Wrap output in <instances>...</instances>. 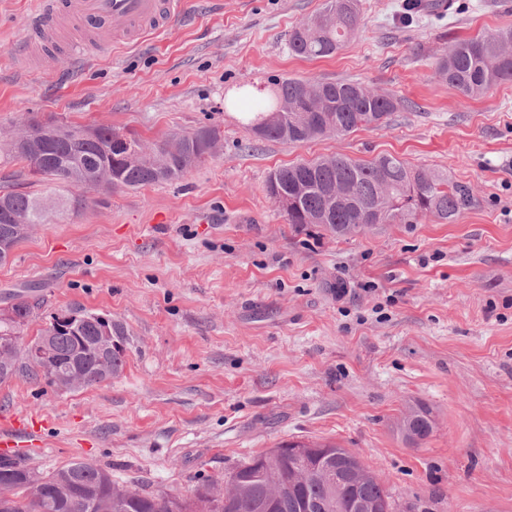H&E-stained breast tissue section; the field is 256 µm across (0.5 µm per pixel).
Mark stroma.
<instances>
[{"instance_id":"1","label":"stroma","mask_w":512,"mask_h":512,"mask_svg":"<svg viewBox=\"0 0 512 512\" xmlns=\"http://www.w3.org/2000/svg\"><path fill=\"white\" fill-rule=\"evenodd\" d=\"M136 45L102 29L89 56L22 70L33 0H0V130L31 117L103 125L148 142L203 126L217 151L172 183L89 192L0 264V309L39 304L23 331L82 308L125 329L122 367L61 392L17 376L0 412L45 414L35 468L76 459L184 499L203 479L291 440L356 453L398 512H512V83L471 98L439 83L451 43L512 26V0H360L357 38L301 59L291 31L325 0H186ZM351 80L400 98L381 126L300 145L254 141L224 100L274 77ZM392 155L471 184L455 223L379 224L345 238L289 224L266 193L278 168ZM428 407L421 444L397 431Z\"/></svg>"}]
</instances>
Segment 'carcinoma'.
I'll use <instances>...</instances> for the list:
<instances>
[{
	"label": "carcinoma",
	"instance_id": "1",
	"mask_svg": "<svg viewBox=\"0 0 512 512\" xmlns=\"http://www.w3.org/2000/svg\"><path fill=\"white\" fill-rule=\"evenodd\" d=\"M360 26L359 0H327L318 15L291 32L288 48L307 58L329 56L349 43ZM435 77L471 97L512 81V26L456 41L437 63ZM271 84L269 98L243 113L246 129L264 128L260 141L298 144L342 135L360 126L377 127L400 105L394 96L356 82L285 77L273 78ZM285 102L288 111H279ZM277 111L281 112L278 122L267 123L268 116ZM25 131L40 146L37 160L28 153L11 151L9 156L38 178L43 189L38 193L0 194V230L18 217L32 230L50 223L55 214L79 213L87 205L86 198L65 197L60 194L65 189L94 191L106 183L114 190H131L177 181L208 157L205 137L220 136L217 129L207 126L175 136L173 140L182 143L178 154L168 150L173 140L155 143L151 148L156 164L146 168L113 149L112 141L121 134L140 142L130 131L98 126L95 141L84 142L80 126L56 120L47 127L33 118L25 124ZM266 192L271 199L278 193L291 199L284 210L288 223L318 224L339 236L375 224H417L430 216L451 223L476 204L469 184L388 155L369 162L334 155L279 168L269 175ZM34 308L19 296L11 304L13 316L0 320V336L13 337L8 356L0 358V383L26 373L55 385L52 375L39 371L25 354L27 343L21 332L33 317ZM73 313L80 319L65 323L54 316L41 334L52 337L60 365L75 371L76 384L92 387L102 383V368L118 372L121 353L100 356L96 349L101 335L98 314L78 309ZM408 416L410 431L400 430L403 438L413 444L417 438L429 437L434 428L431 412L419 406L409 409ZM294 470L295 461L288 455L266 466L252 456L234 467L238 476L244 475L248 481L226 502L220 493H211L214 486L209 480L196 485L191 498L179 500L121 485L112 480L109 471L82 459L44 473L22 461L0 458V502L8 503L10 512H265L264 486L272 482L281 493L277 512H300L303 500L321 503L323 508L318 512H350V488L323 477L298 484ZM358 492L385 509L391 506V494L373 473L358 486Z\"/></svg>",
	"mask_w": 512,
	"mask_h": 512
}]
</instances>
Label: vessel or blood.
Masks as SVG:
<instances>
[{"label":"vessel or blood","mask_w":512,"mask_h":512,"mask_svg":"<svg viewBox=\"0 0 512 512\" xmlns=\"http://www.w3.org/2000/svg\"><path fill=\"white\" fill-rule=\"evenodd\" d=\"M35 4L17 56L24 67L44 64L57 49L85 55V44L63 39L71 25L89 34L104 27L115 38L136 43L147 33H164L185 14L184 0H35ZM44 428V421L33 417L0 414V454L25 459L38 455Z\"/></svg>","instance_id":"1"}]
</instances>
